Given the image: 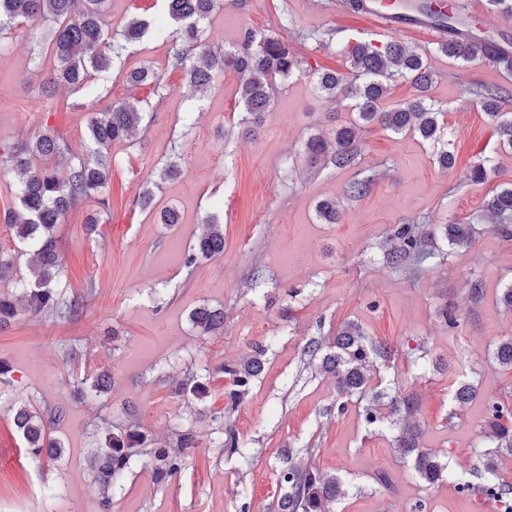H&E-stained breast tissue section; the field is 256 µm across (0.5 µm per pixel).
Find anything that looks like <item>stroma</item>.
Here are the masks:
<instances>
[{"label":"stroma","instance_id":"35a3bbf8","mask_svg":"<svg viewBox=\"0 0 512 512\" xmlns=\"http://www.w3.org/2000/svg\"><path fill=\"white\" fill-rule=\"evenodd\" d=\"M248 28L279 31L297 57L347 81L353 73L339 48L353 33L370 30L352 0H243L215 13L207 35L230 47ZM328 29L333 40L326 47L320 39ZM398 37L428 55L435 74L430 94L457 134L454 168L438 165L432 144L379 127L359 130L355 166L311 162L304 151L310 135L353 121L347 99L327 98L307 77L293 76L278 84L263 127L249 136L239 125L236 74L225 73L215 90L201 94L183 73L168 71L166 45H131L127 67L155 63L168 84L166 99L145 114L136 143L113 145L111 209L98 234L84 230L96 208L91 200L72 208L57 229L67 285L76 292L93 288L94 295L78 320L22 315L0 330V362L13 380L0 389V512H42L47 504L58 512H94L89 452L96 412L73 402L60 357L75 341L84 352L78 373H111L107 404L113 417L132 403L137 424L157 442L171 439L180 423L193 425L200 440L169 487H158L150 464L137 462L114 493L112 512H238L242 490L251 512H273L278 489L272 465L285 448L309 449L320 471L349 485L335 512H412L419 502L428 512H490L482 496L460 493L456 485L479 480L478 453L488 447L487 398L512 406V371L493 356L512 337V311L500 302L512 285V238L495 231L483 206L495 186L512 181V147L472 99L480 87L502 88L508 95L504 109L512 113V72L481 59L449 58L421 32ZM47 38V24L27 22L0 48V151L45 125L73 144L86 140L90 114L78 108V93L62 87L50 99L37 94L49 65L38 49ZM487 155L495 158V175L479 183L464 180L465 169ZM174 158L181 176L159 181V170ZM362 178L371 181L368 193L348 199V184ZM149 180L160 187L152 209L144 210L136 199ZM323 199L339 202L337 223L317 218L315 206ZM167 206L179 211L180 224L160 223ZM217 209L223 255L185 267L204 217ZM419 220L471 225L472 243L454 248L438 238L440 257L415 276L388 267L386 235ZM476 279L484 288L478 305L469 295ZM446 305L456 325L441 316ZM201 306L223 308V333L201 336L193 329L190 314ZM351 321L390 345L391 359L372 368L371 383L417 393L420 442L448 462L454 482L433 488L420 482L410 459L395 449L398 426L389 420L366 425L358 402L341 416L329 414L335 381L305 365L302 347ZM256 343L269 347L265 370L232 413L251 453L250 461L241 462L218 447L228 378H211L209 397L188 403L173 398L159 374L176 377L191 366L234 363ZM461 376L478 390L462 407L452 400ZM18 401L41 413L66 408L65 420L52 431L65 447L61 457L26 452L12 423ZM381 472L393 490L376 484ZM47 486L53 497H44Z\"/></svg>","mask_w":512,"mask_h":512}]
</instances>
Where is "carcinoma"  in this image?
<instances>
[{
	"label": "carcinoma",
	"instance_id": "cac0c4a2",
	"mask_svg": "<svg viewBox=\"0 0 512 512\" xmlns=\"http://www.w3.org/2000/svg\"><path fill=\"white\" fill-rule=\"evenodd\" d=\"M168 16L177 23L169 30L154 19L133 16L124 26L121 39L105 33L106 0H0V35L27 21L50 24L48 50L52 55L50 73L40 84L44 98L52 96L61 86L81 94L80 106L92 111L88 124V143L76 150L53 129H40L9 154L7 163L18 175L17 204L6 213L5 224L13 231L15 247L0 251V271L11 269L16 261L27 257L26 273L18 278L20 293L0 297V328L10 325L24 313L33 319L52 318L72 321L83 313L93 289L84 294L68 293L63 281L64 259L57 235L58 224L78 202L92 199L97 210L88 217L87 225L102 223L101 216L110 209V168L112 145L128 140L141 125L144 114L152 108L149 101L139 99L114 103L97 110L102 100L100 81L103 74L117 67L124 71L125 55L129 46L146 38L169 44L167 67L180 70L189 85L205 90L217 83L227 69L239 79V103L242 105L241 123L248 133L262 125L266 112L271 110L272 91L277 80L292 75L306 74L319 91L336 95L341 80L324 73L299 59L289 49L288 42L271 30L248 29L241 42L226 49L203 38V28L212 15L224 8V0H164ZM434 20L448 27V40L438 45V51L456 60L470 62L482 58L489 63L512 71V51L500 49V44L489 35L470 30V23L459 13L436 16ZM349 66L361 78L358 84L343 88L351 108L356 112L355 122L335 130L330 139L322 133L310 136L305 151L314 161L324 159L337 168L356 163L355 128L378 125L394 134L409 133L424 142L441 145L437 162L443 168L454 165V154L449 149L450 132L441 119L442 109L430 98L434 74L425 55L412 50L397 39L381 45L370 41H355L342 49ZM126 82L132 86L150 85L159 100L166 96L163 72L149 64H141L125 71ZM400 78L410 83L413 94L393 107H383L391 82ZM501 93L484 90L476 93V104L512 146V113L500 111ZM67 162V174L57 175L56 164ZM495 172L493 158L485 156L464 174V179L483 182ZM180 173L177 161H171L159 172V180L145 187L137 198L143 208L152 205L159 183ZM486 210L499 218L496 231L512 236V185H501L485 200ZM317 218L325 224H334L339 217V204L323 200L315 207ZM206 231L185 255L184 265L193 267L202 258L224 253V225L215 214L207 216ZM448 242L467 247L472 242L469 224L443 226ZM385 260L395 268L419 266L437 256L436 234L426 224H399L387 238ZM193 328L201 336H211L224 330V310L200 307L190 315ZM268 346L257 344L252 353L238 363H226L217 371L230 378L225 392L233 410L249 394L253 383L264 371ZM302 354L309 361H319V370L336 377L338 396L336 405L329 408L338 414L344 412L352 398L366 399L364 420L378 424L386 416L401 424L395 436L396 448L412 460L415 476L425 485L434 487L450 479L448 463L420 447V425L413 421L419 411V401L412 392L400 390L382 401V394L374 391L368 367L373 359L388 361L391 351L384 343L367 336L354 322L343 324L336 336L314 337L305 343ZM494 358L502 368L512 370V339L497 345ZM210 370L188 369L183 377L170 381L171 394L176 398H192L199 402L207 398ZM112 390L111 375L103 371L97 376L74 378L71 382L73 398L84 404L106 408L105 397ZM477 387L468 380L460 381L453 391V399L461 405L471 402ZM387 405L384 416L381 406ZM487 410L491 413L488 437L492 449L480 453L483 460L481 482L472 485L458 483L461 492L477 491L488 498L512 494V484L499 476V457L512 455V408L490 398ZM66 417V409L56 407L48 413H39L23 405L14 410L13 425L25 441V447L34 456L62 454L61 442L51 435V428ZM95 426L96 448L93 486L96 512H112V491L121 487L127 473L140 458H147L152 466L154 482L171 485L187 467V461L199 446L196 431L185 424L175 431V440L160 445L135 425L123 427L109 414H98ZM228 457H246V443L230 421L224 422L219 444ZM276 485L280 490L277 512H334L336 501L348 494L344 482L336 476L320 472L313 464L289 451L280 456L274 468Z\"/></svg>",
	"mask_w": 512,
	"mask_h": 512
}]
</instances>
